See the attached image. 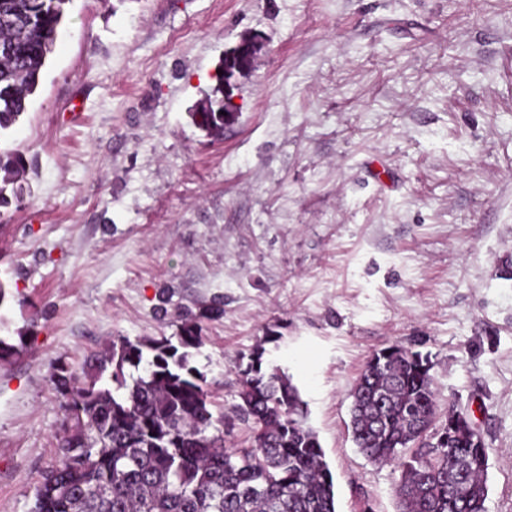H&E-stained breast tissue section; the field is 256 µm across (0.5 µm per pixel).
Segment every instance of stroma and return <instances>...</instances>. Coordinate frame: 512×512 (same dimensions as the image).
Wrapping results in <instances>:
<instances>
[{"label": "stroma", "instance_id": "1", "mask_svg": "<svg viewBox=\"0 0 512 512\" xmlns=\"http://www.w3.org/2000/svg\"><path fill=\"white\" fill-rule=\"evenodd\" d=\"M245 44L208 136L190 111ZM4 143L26 173L0 206V512L59 462L54 369L186 310L237 440L239 366L290 376L336 512H399L398 468L348 431L393 343L430 354L512 512V0H71Z\"/></svg>", "mask_w": 512, "mask_h": 512}]
</instances>
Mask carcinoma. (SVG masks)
<instances>
[{
    "mask_svg": "<svg viewBox=\"0 0 512 512\" xmlns=\"http://www.w3.org/2000/svg\"><path fill=\"white\" fill-rule=\"evenodd\" d=\"M71 0H0V134L27 111ZM191 112L224 131V77ZM25 173L17 150L0 149V205ZM200 343L186 319L173 336L108 339L81 375L54 374L69 396L60 461L39 482L30 512H336L334 483L317 433L288 374L262 354L239 371L246 445L228 440L224 412L189 365ZM367 362L351 397L352 441L373 463L394 462L402 512H486L488 449L470 415L438 394L429 356L399 344ZM385 394L382 406L363 396Z\"/></svg>",
    "mask_w": 512,
    "mask_h": 512,
    "instance_id": "cac0c4a2",
    "label": "carcinoma"
}]
</instances>
